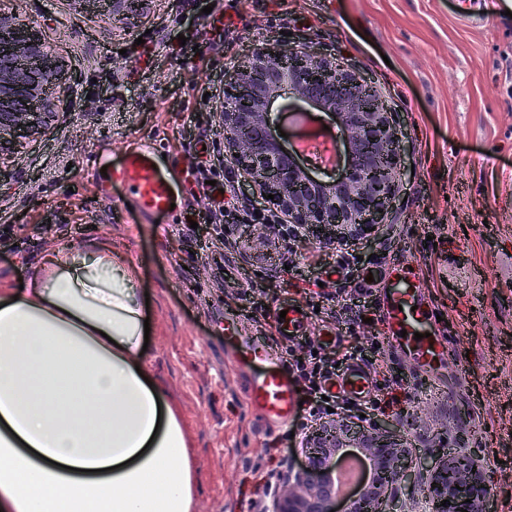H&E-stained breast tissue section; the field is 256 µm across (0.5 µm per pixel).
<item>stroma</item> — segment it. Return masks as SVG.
I'll list each match as a JSON object with an SVG mask.
<instances>
[{
  "mask_svg": "<svg viewBox=\"0 0 512 512\" xmlns=\"http://www.w3.org/2000/svg\"><path fill=\"white\" fill-rule=\"evenodd\" d=\"M0 10L40 30L76 78L60 95L58 119L5 167L0 284L49 249L102 240L136 266L149 294L147 366L191 445L195 512H263L254 466L304 461L299 440L263 433L247 408L249 370L225 322L243 336L267 335L271 307L305 303L307 281L327 294L340 283L327 274L338 266L335 243L261 236L252 216L264 203L226 160L206 95L223 90L225 68L255 43L287 37L340 53L381 85L404 120L412 171L395 220L347 250L363 269L419 271L459 376L415 392L412 366L380 356L372 377L402 383L382 417L395 419L418 393L413 460L466 440L489 465L486 512H512V0H151L141 18L109 22L73 0H0ZM214 15L233 20L220 42L208 31ZM144 142L165 153L179 188L174 224L141 217L102 173ZM201 161L207 176L232 179L239 197L220 237L201 221L210 206L193 176ZM348 290L353 317L309 316L303 339L326 328L346 346L383 335L376 294Z\"/></svg>",
  "mask_w": 512,
  "mask_h": 512,
  "instance_id": "obj_1",
  "label": "stroma"
}]
</instances>
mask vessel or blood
Listing matches in <instances>:
<instances>
[{
  "label": "vessel or blood",
  "mask_w": 512,
  "mask_h": 512,
  "mask_svg": "<svg viewBox=\"0 0 512 512\" xmlns=\"http://www.w3.org/2000/svg\"><path fill=\"white\" fill-rule=\"evenodd\" d=\"M110 178L132 196L138 211L151 219L170 216L171 205L179 198L163 158L150 143L121 154ZM378 296L392 348L408 357L421 374L438 375L448 358V342L432 331V312L423 298L419 273L405 266L391 268ZM238 353L241 362L253 369L246 401L257 412L264 429L292 424L299 395L283 369L282 357L255 341L241 343ZM327 387L336 396L362 401L372 391V379L363 364L352 362L330 379Z\"/></svg>",
  "instance_id": "vessel-or-blood-1"
}]
</instances>
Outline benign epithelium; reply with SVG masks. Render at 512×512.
<instances>
[{"label":"benign epithelium","mask_w":512,"mask_h":512,"mask_svg":"<svg viewBox=\"0 0 512 512\" xmlns=\"http://www.w3.org/2000/svg\"><path fill=\"white\" fill-rule=\"evenodd\" d=\"M110 21L138 19L149 0H73ZM0 187L4 160L25 149L56 116L66 89L62 56L29 24L0 12ZM227 91L216 103L218 134L230 165L257 193L272 194L269 209L279 223L319 231L325 241L351 242L394 221L395 202L407 172L408 148L400 113L382 90L338 54L260 42L248 59L225 73ZM285 96L336 121L343 156L336 177L325 181L301 163L274 130L271 112ZM370 459L372 479L341 501L327 494L336 455ZM410 454L386 424L342 419L320 423L308 435L305 461L281 483L269 512H391L392 492L408 482ZM430 512H483L492 493L487 467L464 448L437 458L429 468ZM446 506H441V501Z\"/></svg>","instance_id":"benign-epithelium-1"}]
</instances>
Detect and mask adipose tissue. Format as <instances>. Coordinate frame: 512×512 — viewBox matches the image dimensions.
Segmentation results:
<instances>
[{
	"label": "adipose tissue",
	"mask_w": 512,
	"mask_h": 512,
	"mask_svg": "<svg viewBox=\"0 0 512 512\" xmlns=\"http://www.w3.org/2000/svg\"><path fill=\"white\" fill-rule=\"evenodd\" d=\"M137 269L105 242L0 287V512H193L180 415L149 386Z\"/></svg>",
	"instance_id": "adipose-tissue-1"
}]
</instances>
